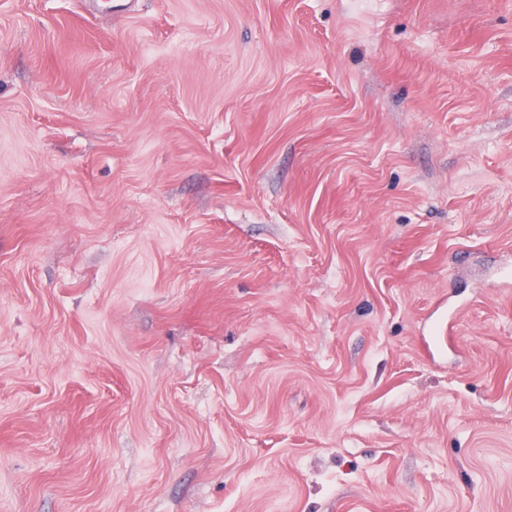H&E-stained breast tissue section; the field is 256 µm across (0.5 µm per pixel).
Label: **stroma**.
<instances>
[{
	"label": "stroma",
	"mask_w": 512,
	"mask_h": 512,
	"mask_svg": "<svg viewBox=\"0 0 512 512\" xmlns=\"http://www.w3.org/2000/svg\"><path fill=\"white\" fill-rule=\"evenodd\" d=\"M512 0H0V512H512Z\"/></svg>",
	"instance_id": "35a3bbf8"
}]
</instances>
